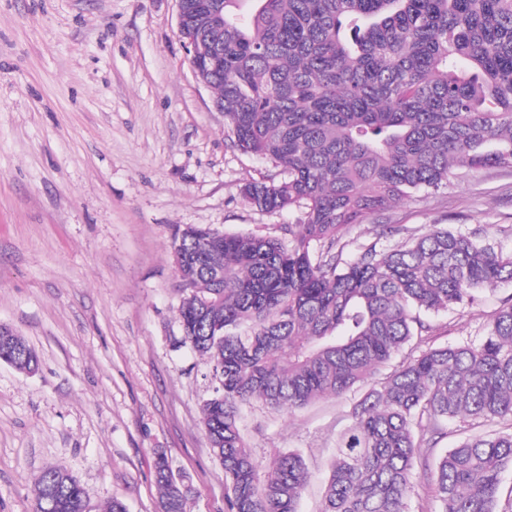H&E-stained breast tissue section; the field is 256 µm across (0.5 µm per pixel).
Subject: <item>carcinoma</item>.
Here are the masks:
<instances>
[{
  "mask_svg": "<svg viewBox=\"0 0 512 512\" xmlns=\"http://www.w3.org/2000/svg\"><path fill=\"white\" fill-rule=\"evenodd\" d=\"M203 2L189 23L220 56L209 81L234 145L279 168L241 194L261 212H300L276 236L187 225L173 237L174 344L206 362L225 512H299L309 478L298 452L253 456L242 407L292 411L359 390L322 512H409L416 459L448 421L512 423V297L477 342L433 346L428 319L512 282V252L446 224L417 237L382 224L351 255L344 235L456 168L512 166V0H254L246 14L239 0ZM0 363L40 365L19 335H0ZM509 468L512 430L461 437L431 471L438 512H512ZM154 469L161 512H184L164 455ZM88 498L67 467H49L34 509L86 512Z\"/></svg>",
  "mask_w": 512,
  "mask_h": 512,
  "instance_id": "carcinoma-1",
  "label": "carcinoma"
}]
</instances>
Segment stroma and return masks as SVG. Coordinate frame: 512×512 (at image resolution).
Wrapping results in <instances>:
<instances>
[{
	"label": "stroma",
	"mask_w": 512,
	"mask_h": 512,
	"mask_svg": "<svg viewBox=\"0 0 512 512\" xmlns=\"http://www.w3.org/2000/svg\"><path fill=\"white\" fill-rule=\"evenodd\" d=\"M178 32L176 0H0V324L37 352L32 376L0 363V512H32L37 476L63 465L87 512L122 500L160 512L154 457L188 489L185 512H224V469L202 424L205 368L175 349L176 228L274 234L243 184L273 174L233 147ZM383 224L483 229L512 248V167L454 171L447 186L369 213ZM512 283L432 317L434 345L478 339ZM352 398L296 411L255 404L240 427L268 463L296 451L309 483L300 512H321L329 460Z\"/></svg>",
	"instance_id": "stroma-1"
}]
</instances>
